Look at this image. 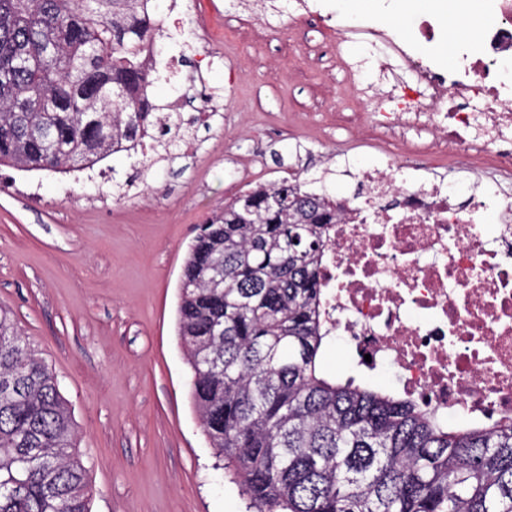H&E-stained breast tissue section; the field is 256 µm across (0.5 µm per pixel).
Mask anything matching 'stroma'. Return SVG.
<instances>
[{
    "mask_svg": "<svg viewBox=\"0 0 512 512\" xmlns=\"http://www.w3.org/2000/svg\"><path fill=\"white\" fill-rule=\"evenodd\" d=\"M190 1L222 39V59L201 69L191 32L160 38V55L178 62L149 97L167 104L180 77L203 71L204 106L220 114L203 122L183 110L192 150L140 165L113 154L106 182L0 166V305L69 403L91 512H248L189 395L176 333L188 246L225 202L288 168L303 170L310 190L353 198L360 188L349 167L376 160L366 131L347 121L345 75L330 60H307L281 10L286 0H156V8ZM243 12L266 32L260 48L235 20ZM29 178L32 195L22 187ZM321 367L385 381L336 336Z\"/></svg>",
    "mask_w": 512,
    "mask_h": 512,
    "instance_id": "1",
    "label": "stroma"
}]
</instances>
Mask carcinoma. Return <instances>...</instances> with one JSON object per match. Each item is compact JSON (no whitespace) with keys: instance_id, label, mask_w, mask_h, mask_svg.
Listing matches in <instances>:
<instances>
[{"instance_id":"1","label":"carcinoma","mask_w":512,"mask_h":512,"mask_svg":"<svg viewBox=\"0 0 512 512\" xmlns=\"http://www.w3.org/2000/svg\"><path fill=\"white\" fill-rule=\"evenodd\" d=\"M153 0H0V166L83 170L157 128L181 148L142 55ZM23 57L25 68H14ZM326 193L283 179L201 226L178 335L201 426L252 512H512V419L448 426L408 394L329 377ZM0 512H89L57 379L0 306Z\"/></svg>"}]
</instances>
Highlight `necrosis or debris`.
Returning <instances> with one entry per match:
<instances>
[{"instance_id":"4bbe7bcc","label":"necrosis or debris","mask_w":512,"mask_h":512,"mask_svg":"<svg viewBox=\"0 0 512 512\" xmlns=\"http://www.w3.org/2000/svg\"><path fill=\"white\" fill-rule=\"evenodd\" d=\"M344 42L384 49L379 89L354 91L355 125L409 146L405 159L360 167L361 196L338 198L323 263L326 312L349 347L391 368L402 389L460 420L512 418V198L420 178L415 160L492 158L512 171V0H484L477 39L444 67L433 20L400 35L379 20L325 15ZM398 100L392 124L375 112ZM492 210L493 225L479 213Z\"/></svg>"}]
</instances>
